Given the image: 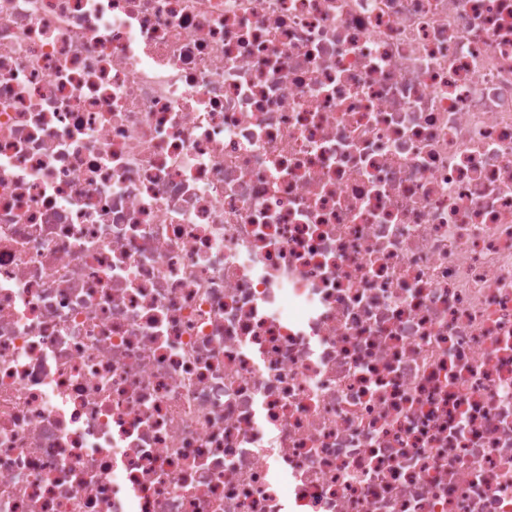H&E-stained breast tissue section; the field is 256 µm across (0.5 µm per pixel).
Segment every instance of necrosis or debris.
<instances>
[{
  "mask_svg": "<svg viewBox=\"0 0 512 512\" xmlns=\"http://www.w3.org/2000/svg\"><path fill=\"white\" fill-rule=\"evenodd\" d=\"M0 512H512V0H0Z\"/></svg>",
  "mask_w": 512,
  "mask_h": 512,
  "instance_id": "obj_1",
  "label": "necrosis or debris"
}]
</instances>
